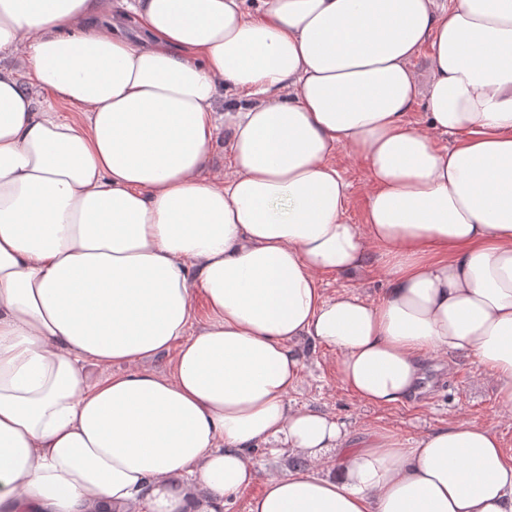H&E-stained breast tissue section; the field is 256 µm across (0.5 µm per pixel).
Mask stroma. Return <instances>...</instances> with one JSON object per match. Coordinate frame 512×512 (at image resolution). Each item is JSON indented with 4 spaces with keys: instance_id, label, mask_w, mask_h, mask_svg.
Returning a JSON list of instances; mask_svg holds the SVG:
<instances>
[{
    "instance_id": "1",
    "label": "stroma",
    "mask_w": 512,
    "mask_h": 512,
    "mask_svg": "<svg viewBox=\"0 0 512 512\" xmlns=\"http://www.w3.org/2000/svg\"><path fill=\"white\" fill-rule=\"evenodd\" d=\"M332 161L349 184L347 216L352 223H362L368 193L364 169L342 149L336 152ZM322 286L329 296L337 290L356 286L366 288L374 296L387 288L388 280L377 254L373 253L355 277L326 276ZM301 351L302 379L297 389L288 395L290 405L330 412L356 436L379 429L414 439L442 424L475 422L490 428L500 439L505 453L512 456V406L501 401L492 378L480 372L464 356L437 357L429 376L431 385L425 392L413 401L385 408L359 403L342 388L336 373L337 352L311 341L303 342ZM254 458L258 482L228 502L224 512H245L248 499L261 492L262 479L268 471H285L303 464L302 459L287 452L274 454L265 447L257 449Z\"/></svg>"
}]
</instances>
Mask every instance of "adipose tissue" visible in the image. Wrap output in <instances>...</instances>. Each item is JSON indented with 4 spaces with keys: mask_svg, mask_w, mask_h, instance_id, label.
<instances>
[{
    "mask_svg": "<svg viewBox=\"0 0 512 512\" xmlns=\"http://www.w3.org/2000/svg\"><path fill=\"white\" fill-rule=\"evenodd\" d=\"M121 3L135 35L0 0V512H223L262 445L310 466L247 512H512L486 426L359 440L288 402L309 339L366 405L439 354L512 405V0ZM373 251L385 294L324 295ZM332 161L350 184L347 216L352 223L363 222L368 184L363 167L351 158L345 150H338Z\"/></svg>",
    "mask_w": 512,
    "mask_h": 512,
    "instance_id": "adipose-tissue-1",
    "label": "adipose tissue"
}]
</instances>
